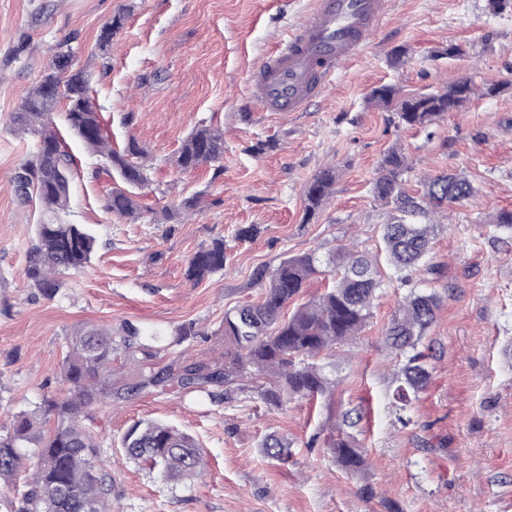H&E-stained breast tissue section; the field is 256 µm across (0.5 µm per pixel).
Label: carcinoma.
<instances>
[{"label": "carcinoma", "instance_id": "carcinoma-1", "mask_svg": "<svg viewBox=\"0 0 512 512\" xmlns=\"http://www.w3.org/2000/svg\"><path fill=\"white\" fill-rule=\"evenodd\" d=\"M123 26L124 16L115 15L102 27L100 51L106 50ZM69 66L68 54L56 55L11 115L14 127L36 136L39 142L36 153L15 174L13 184L19 199L38 201L47 215L36 225L26 275L48 297L61 286L58 276L88 266L97 248L90 232L58 218L70 201L73 163L54 130L53 116L59 104L66 105L68 127L112 172L109 212L138 218L135 190L147 182V165L133 158L144 159L148 151L134 140L123 151L112 149L99 115L89 103L90 74L83 69L72 71ZM475 92L468 79L441 91L406 96L392 85H382L373 90L371 101L395 111L398 124L406 128L428 129L440 116L461 108ZM223 157V134L201 125L183 141L172 163L185 171ZM408 169L407 157L392 147L381 159L372 182L374 199L389 207L380 253L369 256L344 246L336 248L329 259L330 272L336 274L333 287L288 315V304L309 278L320 273L319 258L313 253L290 256L272 271L258 272L255 280L262 288L260 300L224 314V340L234 351L224 354L222 364L175 360L159 370L140 372L135 383L121 384L112 380L113 354L120 349L131 357L140 352L151 358L149 347L138 342L135 331L117 340L105 326L77 328L61 365L66 392L43 399L39 406L40 413L56 416V427L43 432L37 428V414L24 412L15 417L12 432L0 436V480L8 482L22 472L29 475L17 512H112L108 507L112 475L100 463L99 448L86 428L103 403H121L170 387L199 391L231 387L253 376L269 380L259 395L277 407L296 397L331 395L335 382L326 376L320 361L353 345L366 327L382 286L378 275L381 258L394 268L401 286L410 288L385 331L388 348L404 358L395 377L393 400L406 409L430 383V371L417 349L442 304L437 293L411 287L413 274L430 251L431 217L474 195L468 179L446 174L431 179L423 195L412 196L402 184V174ZM335 182L336 169L326 167L305 187V220H312L321 209ZM200 205L201 195L186 197L166 209L163 219L182 224ZM225 260L224 240L218 239L192 256L187 276L199 282L223 270ZM288 447L274 436L264 442L267 455L281 460L288 455ZM328 448L349 471L364 465L356 438L349 433L331 438ZM120 452L128 461L151 472L158 470L176 483L197 477L205 465L202 448L191 435L154 420L133 423L121 437Z\"/></svg>", "mask_w": 512, "mask_h": 512}]
</instances>
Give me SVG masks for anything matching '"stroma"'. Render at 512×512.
Wrapping results in <instances>:
<instances>
[{"label":"stroma","mask_w":512,"mask_h":512,"mask_svg":"<svg viewBox=\"0 0 512 512\" xmlns=\"http://www.w3.org/2000/svg\"><path fill=\"white\" fill-rule=\"evenodd\" d=\"M314 0H0V434L15 416L61 395V362L81 324L137 329L154 358L118 356L114 379L178 355L220 362L228 348L224 314L259 300L255 275L288 256L327 254L341 244L375 252L386 219L370 188L389 148L411 165L404 186L420 192L431 176L455 174L475 187L431 231L428 263L418 280L443 303L421 346L432 378L406 410L392 399L395 358L385 328L406 288L390 266L373 315L350 353L325 361L336 387L331 399H296L276 408L258 394L261 379L216 394L177 387L101 406L89 428L112 470L113 512H512V232L492 216L512 210V13L487 0H388V11L362 55L335 75L307 111H263L249 96L253 67L296 33ZM125 17L107 55L97 37L114 15ZM459 45L464 57L440 49ZM408 61L393 67L391 50ZM93 75L91 104L113 145L135 139L149 152L143 215L106 210L112 180L101 158L65 132L76 160L63 219L95 235L88 267L61 276L51 297L25 271L43 218L21 204L12 179L36 150V137L11 124L18 102L59 52ZM470 79L477 88L457 112L426 133L397 126L373 107L382 84L428 92ZM500 83L497 95L486 85ZM133 123H125L126 113ZM224 135L220 163L180 172L171 160L198 125ZM336 169L327 204L303 223L306 184ZM202 194V212L182 224L155 213ZM255 224V239L237 237ZM223 240V271L203 281L186 271L195 252ZM194 336L180 339L181 327ZM365 411L356 434L366 465L350 473L325 444L343 413ZM139 420H158L191 434L207 459L203 479L172 485L120 455L119 442ZM292 444L288 461L264 455V437Z\"/></svg>","instance_id":"1"}]
</instances>
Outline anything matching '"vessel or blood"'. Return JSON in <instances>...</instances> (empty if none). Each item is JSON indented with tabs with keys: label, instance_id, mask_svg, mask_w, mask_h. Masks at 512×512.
Instances as JSON below:
<instances>
[{
	"label": "vessel or blood",
	"instance_id": "obj_1",
	"mask_svg": "<svg viewBox=\"0 0 512 512\" xmlns=\"http://www.w3.org/2000/svg\"><path fill=\"white\" fill-rule=\"evenodd\" d=\"M387 0H315L297 33L250 75L252 98L269 112H301L332 77L361 56Z\"/></svg>",
	"mask_w": 512,
	"mask_h": 512
}]
</instances>
